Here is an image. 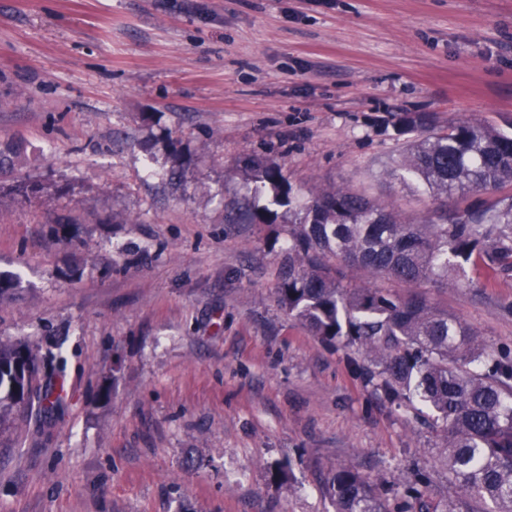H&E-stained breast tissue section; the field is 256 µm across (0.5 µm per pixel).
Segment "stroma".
<instances>
[{"instance_id":"35a3bbf8","label":"stroma","mask_w":512,"mask_h":512,"mask_svg":"<svg viewBox=\"0 0 512 512\" xmlns=\"http://www.w3.org/2000/svg\"><path fill=\"white\" fill-rule=\"evenodd\" d=\"M394 112L512 117V0H0V140L48 188L0 191V340L59 397L0 427V512H334L345 463L447 503L417 408L281 307L294 212L224 219L252 157L299 205L346 186L432 209L387 176ZM482 280L424 294L512 347V273ZM227 218L232 224H273L277 218V213H274L266 208L258 210L255 208H245L240 214L230 213ZM242 221L244 223H238Z\"/></svg>"}]
</instances>
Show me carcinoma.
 Returning a JSON list of instances; mask_svg holds the SVG:
<instances>
[{"instance_id":"1","label":"carcinoma","mask_w":512,"mask_h":512,"mask_svg":"<svg viewBox=\"0 0 512 512\" xmlns=\"http://www.w3.org/2000/svg\"><path fill=\"white\" fill-rule=\"evenodd\" d=\"M416 133L390 176L435 207L407 217L364 191L317 189L305 215L288 225V270L277 289L289 315L322 340L369 358L359 375L392 402H419L442 438L448 488L439 508L426 484L392 504L351 465L332 470L327 490L336 512H512V348H492L479 334L421 294L400 295L366 279L400 287L455 288L467 271L490 280L512 271V196L448 212V200L512 184V117L438 127L425 113L391 116ZM274 204H291L284 168L260 159L245 169ZM236 224H272L277 214L246 208ZM23 343L0 341V421L29 396Z\"/></svg>"}]
</instances>
